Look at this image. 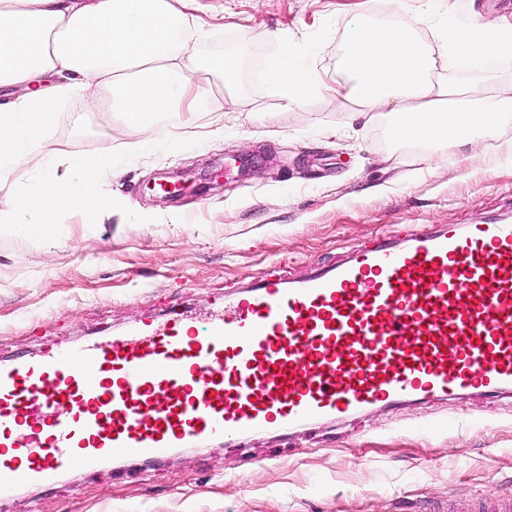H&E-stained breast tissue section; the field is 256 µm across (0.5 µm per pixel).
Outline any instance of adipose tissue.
I'll return each mask as SVG.
<instances>
[{
	"label": "adipose tissue",
	"mask_w": 512,
	"mask_h": 512,
	"mask_svg": "<svg viewBox=\"0 0 512 512\" xmlns=\"http://www.w3.org/2000/svg\"><path fill=\"white\" fill-rule=\"evenodd\" d=\"M419 2L415 18L362 19L347 28L340 55L346 98L355 117L387 119L394 144L455 149L468 161L476 143L512 129V79L461 84L448 73L458 55L489 58L511 47L512 22L452 26L437 0ZM207 11L203 0H0V88L25 89L0 103V182L20 164L39 177L0 220L50 240L60 213L90 216L107 205L99 179L115 167L110 149L71 155L45 148L63 99L78 96L87 108L113 112L142 134L146 152L157 120L172 112L190 120L206 107L211 87L199 74L223 77L227 95L236 93L234 56L205 67L187 49L186 37L206 35ZM317 52L290 47L269 63L266 77L283 107L325 89L305 63ZM61 168L69 179L58 177Z\"/></svg>",
	"instance_id": "1"
}]
</instances>
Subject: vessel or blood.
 <instances>
[{
    "label": "vessel or blood",
    "mask_w": 512,
    "mask_h": 512,
    "mask_svg": "<svg viewBox=\"0 0 512 512\" xmlns=\"http://www.w3.org/2000/svg\"><path fill=\"white\" fill-rule=\"evenodd\" d=\"M470 393L512 399V215L383 237L302 279L268 269L202 323L150 318L0 363V504L118 457Z\"/></svg>",
    "instance_id": "b4317fda"
}]
</instances>
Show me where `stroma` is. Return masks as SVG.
Here are the masks:
<instances>
[{
	"instance_id": "35a3bbf8",
	"label": "stroma",
	"mask_w": 512,
	"mask_h": 512,
	"mask_svg": "<svg viewBox=\"0 0 512 512\" xmlns=\"http://www.w3.org/2000/svg\"><path fill=\"white\" fill-rule=\"evenodd\" d=\"M209 32L190 52L239 61V91L220 80L197 117L153 128L156 147L111 113L64 100L49 148H110L123 163L102 181L112 209L65 213L46 244L0 223V362L68 347L177 308L205 318L218 289L270 263L291 277L330 264L397 225L475 222L512 209V154L488 140L475 167L455 151L422 162L378 123L343 125L339 68L346 26L414 17L411 0H210ZM319 44L321 95L282 109L263 75L287 43ZM224 129L210 132L216 118ZM181 133L182 146L166 142ZM183 173L193 189L165 200L154 182ZM431 433H422L423 425ZM236 449H187L115 479L71 476L19 492L8 512H438L448 501L512 494V402L464 396L376 409L345 426Z\"/></svg>"
}]
</instances>
